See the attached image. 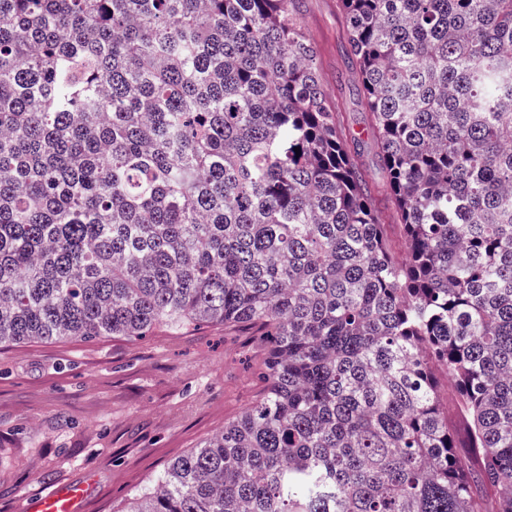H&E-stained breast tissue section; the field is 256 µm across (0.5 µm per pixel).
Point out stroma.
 I'll list each match as a JSON object with an SVG mask.
<instances>
[{
  "instance_id": "stroma-1",
  "label": "stroma",
  "mask_w": 512,
  "mask_h": 512,
  "mask_svg": "<svg viewBox=\"0 0 512 512\" xmlns=\"http://www.w3.org/2000/svg\"><path fill=\"white\" fill-rule=\"evenodd\" d=\"M298 22L316 48V71L347 129L368 114L345 52L339 0H300ZM359 162L385 232L403 241L371 139ZM264 351L240 326L0 346V512H21L41 492L87 484L84 512H124L164 467L223 430L260 395Z\"/></svg>"
}]
</instances>
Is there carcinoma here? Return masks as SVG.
I'll return each mask as SVG.
<instances>
[{
	"label": "carcinoma",
	"mask_w": 512,
	"mask_h": 512,
	"mask_svg": "<svg viewBox=\"0 0 512 512\" xmlns=\"http://www.w3.org/2000/svg\"><path fill=\"white\" fill-rule=\"evenodd\" d=\"M298 2L0 0V345H265L129 512H512V0H340L401 256Z\"/></svg>",
	"instance_id": "cac0c4a2"
}]
</instances>
